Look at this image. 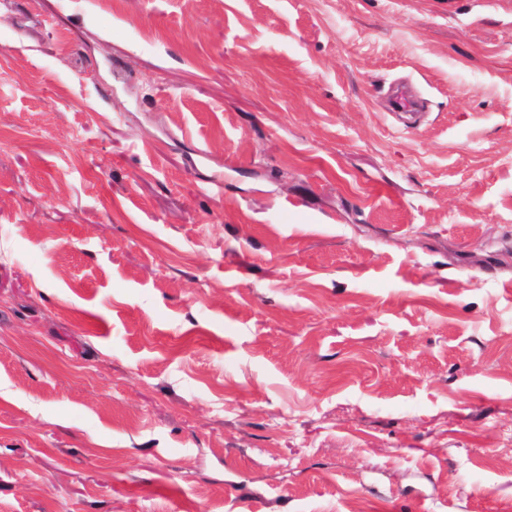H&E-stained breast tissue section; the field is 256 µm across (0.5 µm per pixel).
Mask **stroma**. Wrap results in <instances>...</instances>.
Listing matches in <instances>:
<instances>
[{
  "label": "stroma",
  "instance_id": "35a3bbf8",
  "mask_svg": "<svg viewBox=\"0 0 512 512\" xmlns=\"http://www.w3.org/2000/svg\"><path fill=\"white\" fill-rule=\"evenodd\" d=\"M510 501L512 0H0V512Z\"/></svg>",
  "mask_w": 512,
  "mask_h": 512
}]
</instances>
